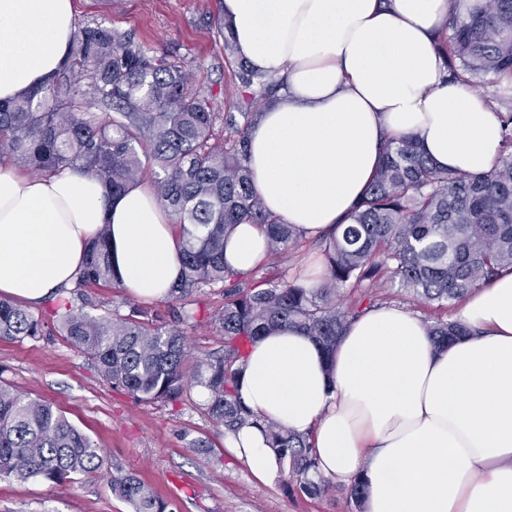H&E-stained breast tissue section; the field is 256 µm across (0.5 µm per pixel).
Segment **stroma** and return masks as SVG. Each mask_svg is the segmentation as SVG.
Returning <instances> with one entry per match:
<instances>
[{
	"label": "stroma",
	"mask_w": 512,
	"mask_h": 512,
	"mask_svg": "<svg viewBox=\"0 0 512 512\" xmlns=\"http://www.w3.org/2000/svg\"><path fill=\"white\" fill-rule=\"evenodd\" d=\"M219 0H78L80 24L130 30L156 54L178 50L200 89L232 88L221 39L206 24ZM317 240L306 238L256 276L279 273L313 282L322 264ZM0 382L52 403L102 448L109 464L135 473L169 503L168 512H351L345 491L320 498L299 492L288 472L263 482L229 455L224 430L203 411L199 390L176 409L137 404L115 393L94 366L61 336L0 340ZM0 512H133L113 496L102 474L57 484L0 478Z\"/></svg>",
	"instance_id": "obj_1"
}]
</instances>
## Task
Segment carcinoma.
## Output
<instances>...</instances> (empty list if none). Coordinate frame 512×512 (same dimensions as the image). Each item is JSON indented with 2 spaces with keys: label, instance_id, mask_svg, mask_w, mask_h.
<instances>
[{
  "label": "carcinoma",
  "instance_id": "1",
  "mask_svg": "<svg viewBox=\"0 0 512 512\" xmlns=\"http://www.w3.org/2000/svg\"><path fill=\"white\" fill-rule=\"evenodd\" d=\"M450 4L448 27L435 41L449 75L472 88L491 87L493 100L512 104V0ZM209 26L234 76L222 112L217 95L193 87L177 52L157 55L134 34L99 24L78 28L48 83L0 101V157L14 165L45 176L65 168L87 173L114 197L150 174L178 232L182 262L169 297L153 306L124 298L93 315L92 291L121 289L103 226L74 288L52 300L50 322L20 302L0 300V339L41 336L49 326L112 389L141 404L176 405L202 387L214 424L226 434L261 429L301 492L319 498L335 484L319 474L309 436L262 418L239 396L248 353L267 330L284 326L306 331L332 356L347 324L383 300L376 291L383 278L419 302L443 306L512 268V107L500 113L499 158L481 174L439 170L412 137L387 138L351 223L322 237L326 275L319 285L285 275L249 279L224 262L236 225H259L272 255L303 237L264 209L247 161L248 132L280 84L240 57L222 16ZM347 285L359 292L348 307L340 295ZM206 289L221 294L219 308L188 303ZM203 324L224 345L196 354L188 335ZM426 327L437 344L469 335L459 322ZM91 472L103 474L112 495L134 512H167L169 504L134 474L105 468L102 449L50 403L0 383V477L64 483ZM364 493L359 479L348 486L355 512H363Z\"/></svg>",
  "mask_w": 512,
  "mask_h": 512
}]
</instances>
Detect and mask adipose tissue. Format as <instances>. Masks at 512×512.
Here are the masks:
<instances>
[{
    "instance_id": "1",
    "label": "adipose tissue",
    "mask_w": 512,
    "mask_h": 512,
    "mask_svg": "<svg viewBox=\"0 0 512 512\" xmlns=\"http://www.w3.org/2000/svg\"><path fill=\"white\" fill-rule=\"evenodd\" d=\"M240 55L283 82L248 136L253 190L266 210L318 237L347 223L386 138L410 135L439 169L480 174L498 159L501 121L448 76L434 40L449 0H221ZM78 31L75 0H0V101L44 85ZM108 226L129 295L167 297L180 245L153 187L107 198L70 169L34 176L0 164V292L30 303L71 287L89 238ZM267 253L237 225L226 264ZM456 319L469 333L434 344L422 319L373 308L332 360L300 329L253 344L240 383L256 414L310 434L319 471L366 485L364 512H512V269L476 287ZM229 446L260 479L280 467L254 427Z\"/></svg>"
}]
</instances>
